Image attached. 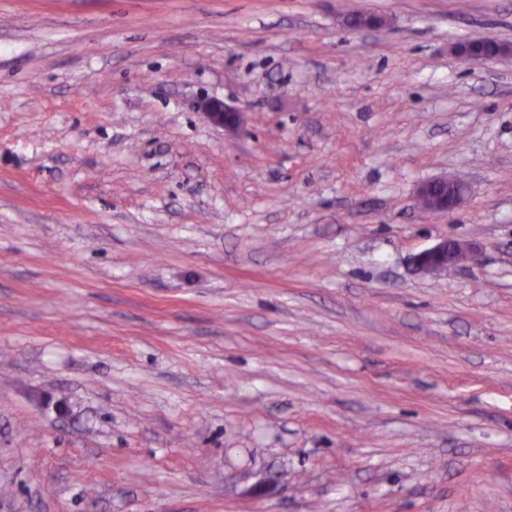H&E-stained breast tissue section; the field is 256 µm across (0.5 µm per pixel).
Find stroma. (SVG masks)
Wrapping results in <instances>:
<instances>
[{
  "label": "stroma",
  "instance_id": "stroma-1",
  "mask_svg": "<svg viewBox=\"0 0 512 512\" xmlns=\"http://www.w3.org/2000/svg\"><path fill=\"white\" fill-rule=\"evenodd\" d=\"M487 36L512 0H0L13 512H512V59L453 52ZM446 237L480 262L416 269ZM207 120L224 128L235 129L240 126V114L227 109L221 100H208L202 108ZM448 184L454 187L452 193H448ZM468 195V187L464 183H455L447 177H438L422 183L417 189V199L422 201L431 198V205L427 211L434 214H448L461 205ZM426 208L428 203L420 202Z\"/></svg>",
  "mask_w": 512,
  "mask_h": 512
}]
</instances>
